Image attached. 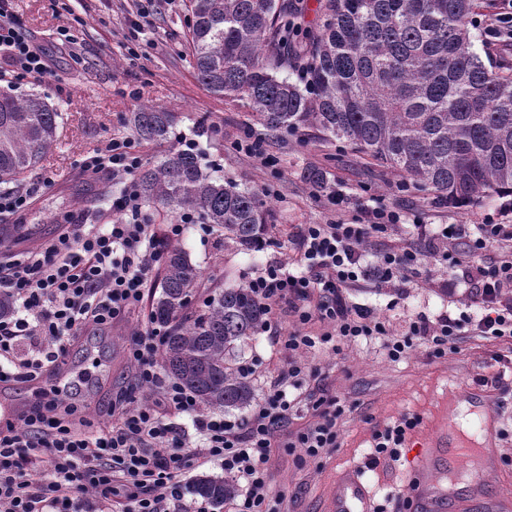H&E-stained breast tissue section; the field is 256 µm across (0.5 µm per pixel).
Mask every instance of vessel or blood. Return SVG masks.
<instances>
[{
	"instance_id": "vessel-or-blood-1",
	"label": "vessel or blood",
	"mask_w": 512,
	"mask_h": 512,
	"mask_svg": "<svg viewBox=\"0 0 512 512\" xmlns=\"http://www.w3.org/2000/svg\"><path fill=\"white\" fill-rule=\"evenodd\" d=\"M466 396L481 429H488L492 419L491 389L472 387ZM407 458L419 475L413 489L418 512H512V488L503 487L493 496L483 489L484 474L499 468L497 447L488 448L464 439L453 422H443L432 437L414 440L407 450ZM447 472L468 474L467 490L439 482V475ZM324 512H373L372 499L356 471L337 474L335 489L324 504Z\"/></svg>"
}]
</instances>
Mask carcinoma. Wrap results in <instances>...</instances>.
Here are the masks:
<instances>
[{
	"instance_id": "obj_1",
	"label": "carcinoma",
	"mask_w": 512,
	"mask_h": 512,
	"mask_svg": "<svg viewBox=\"0 0 512 512\" xmlns=\"http://www.w3.org/2000/svg\"><path fill=\"white\" fill-rule=\"evenodd\" d=\"M189 50L198 80L243 102L276 136L315 129L411 181L435 203L469 205L512 195V65L485 62L471 28L478 0H327L310 39L296 38L283 0H189ZM59 112L37 95L0 91V185L19 181L56 139ZM136 137L166 142L176 118L150 105L132 113ZM140 200L174 216L193 211L243 251L263 236L266 202L214 177L193 149H174L132 184ZM202 278L172 247L150 319L165 328L163 370L207 407L241 410L250 379L229 356L263 329L266 309L244 287L227 288L203 310L179 313ZM234 485L201 476L192 491L214 509Z\"/></svg>"
}]
</instances>
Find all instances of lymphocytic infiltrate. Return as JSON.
<instances>
[{
	"instance_id": "lymphocytic-infiltrate-1",
	"label": "lymphocytic infiltrate",
	"mask_w": 512,
	"mask_h": 512,
	"mask_svg": "<svg viewBox=\"0 0 512 512\" xmlns=\"http://www.w3.org/2000/svg\"><path fill=\"white\" fill-rule=\"evenodd\" d=\"M50 72L51 62L27 37L14 0H0V81L15 86ZM139 165L129 136L111 140L82 162L85 171L125 178ZM111 210V222L68 225L43 251L0 264V293L15 303L12 316L0 319V358L23 342L32 349L28 358L0 361L1 383L38 379L65 359L68 342L87 326H109L141 308L155 285L163 244L198 221L187 212L176 224L143 223L139 197L130 189L113 196ZM365 218L362 224L300 225L292 239L295 262L266 264L246 280L268 315L284 309L295 321L284 340L288 367L248 416L204 409L160 370L162 331H136L126 344L135 368L130 388L147 391L149 400L136 406L115 400L111 422L80 428L74 408L52 398L20 423L0 427V512H209L206 504L184 503L181 477L189 467L215 461L238 485L225 499L224 512H272L276 493L265 465L273 449L298 448L307 460L337 445L344 407L335 395L313 399L309 424L280 434L299 402L294 389L313 373L305 356L314 349L336 352L344 344L379 339L396 362L417 343L442 357L463 338H478L494 346L500 365L480 382L500 389L512 368V224L489 219L407 225L400 209L384 204ZM371 245L376 262L370 267L364 257ZM429 259L466 269L467 294L478 313L420 316L407 334H389L376 309L356 302V295H397ZM314 320L324 326L317 335L305 330ZM172 413L191 416L199 443L190 444L185 430L169 421ZM417 424L406 415L375 431L371 465L399 461L406 435Z\"/></svg>"
}]
</instances>
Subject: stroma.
<instances>
[{"mask_svg": "<svg viewBox=\"0 0 512 512\" xmlns=\"http://www.w3.org/2000/svg\"><path fill=\"white\" fill-rule=\"evenodd\" d=\"M31 41L53 57V75L22 84L14 94H38L58 106L61 117L57 138L46 157L23 178L21 190L30 192L32 204L23 216L0 215V261L8 255L34 251L50 241L66 224H102L112 219L108 198L123 189L121 180L83 171L85 156L104 149L111 139L130 135L127 118L143 104H152L177 117L176 132L197 151L211 173L253 188L272 184L268 199L270 223L278 227L275 243L258 252H246L225 239L222 231L187 227L179 244L200 268L202 280L188 305V313L202 309L205 299L225 288L241 286L247 276L271 262L293 258L289 245L302 224L335 220L326 205L325 190H342L349 200L344 221L361 216L364 206L384 201L425 224H481L487 217L512 222L507 196L495 195L476 205L451 207L435 204L427 195L404 186L401 177L373 163L336 140L315 130L288 138L267 135L270 152L279 158L277 169L233 147L239 131L250 123L247 108L211 93L199 82L187 46L190 16L188 0H15ZM506 0H491L478 12L480 24L473 35L481 55L512 61V49L503 43L512 34L495 35L489 22L495 14L511 10ZM82 25H75V18ZM76 26L79 48L70 52L57 39L58 28ZM316 169L324 176V189L305 177ZM449 278L446 267L424 265L418 278L404 287L397 305L387 297L359 295V302L376 304L391 333L404 334L417 316L436 319L459 316L466 292L457 288L444 294ZM150 323L148 312L106 329L88 327L69 347L71 364L94 358L101 378L83 384L66 398L78 414L104 419L107 408L124 392L132 376L125 345L132 334ZM293 329L292 319L280 314L270 329L261 330L238 348L233 362L252 364L256 397H263L271 381L288 365L282 339ZM491 345L473 339L458 342L444 357L415 347L407 359L388 362L376 349L349 346L336 355L312 356L314 378L304 389L323 386L347 402L338 445L316 459L301 460L299 450L278 448L268 464L271 483L282 501L279 512H321L343 469L363 473L375 502L389 501L392 512H412L414 475L407 461L391 468L369 463V441L375 429L401 415L419 416L410 439L431 435L448 411L449 394L464 395L480 376L492 372ZM496 416L501 470L486 475L488 490L498 489L504 474L512 475V389L495 391L490 404Z\"/></svg>", "mask_w": 512, "mask_h": 512, "instance_id": "1", "label": "stroma"}]
</instances>
